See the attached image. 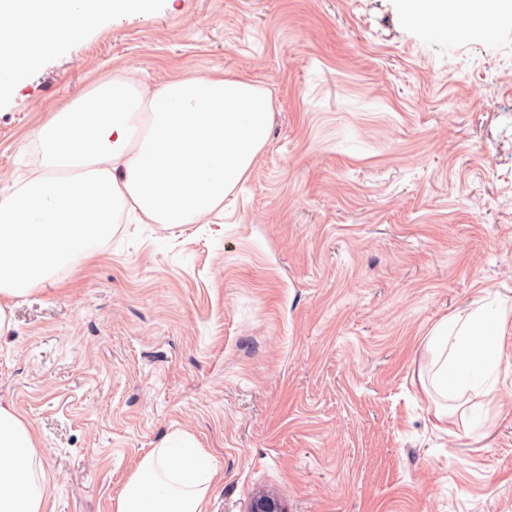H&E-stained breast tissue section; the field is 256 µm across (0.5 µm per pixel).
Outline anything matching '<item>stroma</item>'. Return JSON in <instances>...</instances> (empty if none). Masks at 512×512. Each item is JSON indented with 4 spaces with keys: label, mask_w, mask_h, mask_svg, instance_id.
I'll list each match as a JSON object with an SVG mask.
<instances>
[{
    "label": "stroma",
    "mask_w": 512,
    "mask_h": 512,
    "mask_svg": "<svg viewBox=\"0 0 512 512\" xmlns=\"http://www.w3.org/2000/svg\"><path fill=\"white\" fill-rule=\"evenodd\" d=\"M405 0H148L0 98V191L48 108L106 75L242 77L269 139L206 224L124 225L13 311L0 404L40 439L50 512H113L192 434L207 512H512V24ZM505 314L498 371L437 418L434 328Z\"/></svg>",
    "instance_id": "1"
}]
</instances>
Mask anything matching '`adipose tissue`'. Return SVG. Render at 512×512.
<instances>
[{
    "mask_svg": "<svg viewBox=\"0 0 512 512\" xmlns=\"http://www.w3.org/2000/svg\"><path fill=\"white\" fill-rule=\"evenodd\" d=\"M432 30L453 11L512 23V0H408ZM145 0H0V96L51 48L81 39L103 17ZM269 93L253 83L187 73L148 86L115 76L47 113L33 131L36 175L0 193V335L14 305L131 224H198L244 180L265 146ZM503 323L475 310L442 322L439 389L479 385L500 363ZM39 438L0 405V512H47ZM218 472L195 438L177 430L143 455L113 512H206Z\"/></svg>",
    "mask_w": 512,
    "mask_h": 512,
    "instance_id": "ef3b65f1",
    "label": "adipose tissue"
}]
</instances>
